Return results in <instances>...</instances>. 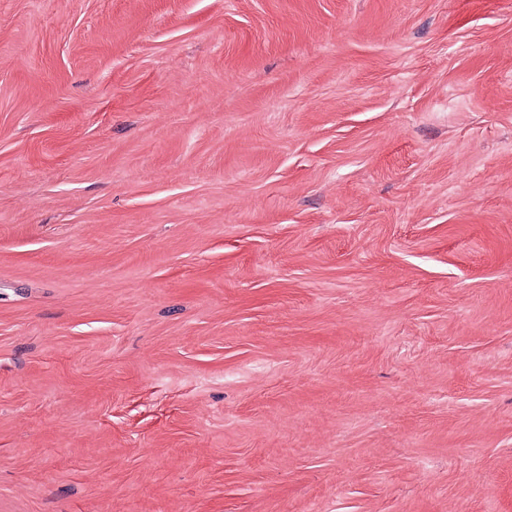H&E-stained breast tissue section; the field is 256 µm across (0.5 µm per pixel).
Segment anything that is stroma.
Masks as SVG:
<instances>
[{
  "mask_svg": "<svg viewBox=\"0 0 512 512\" xmlns=\"http://www.w3.org/2000/svg\"><path fill=\"white\" fill-rule=\"evenodd\" d=\"M0 512H512V0H0Z\"/></svg>",
  "mask_w": 512,
  "mask_h": 512,
  "instance_id": "1",
  "label": "stroma"
}]
</instances>
